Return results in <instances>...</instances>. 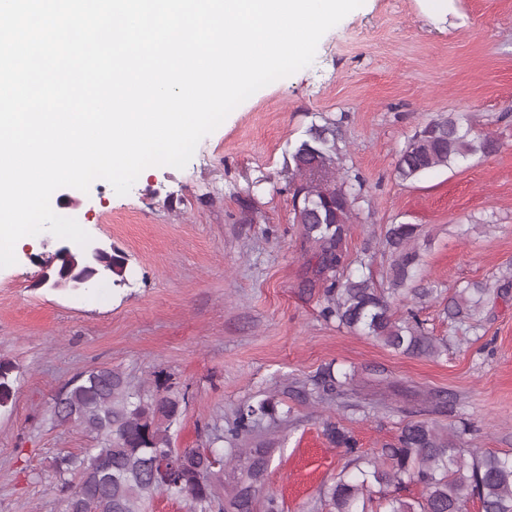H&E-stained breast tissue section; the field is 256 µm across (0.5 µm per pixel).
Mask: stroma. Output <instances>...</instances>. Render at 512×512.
I'll return each mask as SVG.
<instances>
[{"label": "stroma", "instance_id": "35a3bbf8", "mask_svg": "<svg viewBox=\"0 0 512 512\" xmlns=\"http://www.w3.org/2000/svg\"><path fill=\"white\" fill-rule=\"evenodd\" d=\"M461 115L499 150L403 181L407 138L430 120ZM341 122V167L365 183L345 241L371 255L386 284L389 225L421 227L418 248L437 299L421 305L437 357L400 355L320 314L324 286L293 222L289 152L321 118ZM251 196L253 211L241 209ZM53 211L92 240L122 250L126 281L100 290L40 284L51 234L0 268V359L19 367L12 404L0 408V512H61L52 482L61 452L93 436L52 426L53 397L78 373L119 371L184 395L177 448L205 446L210 425L325 364L355 371L354 406L326 410L285 399L294 425L280 435L268 489L283 512H328L320 493L350 460L323 433L333 419L362 451L379 454L409 411L467 427L468 447L512 453V0H364L320 39L313 62L258 90L205 136L185 168L157 166L127 195L95 182L56 190ZM486 284L468 323L444 309L458 289Z\"/></svg>", "mask_w": 512, "mask_h": 512}]
</instances>
